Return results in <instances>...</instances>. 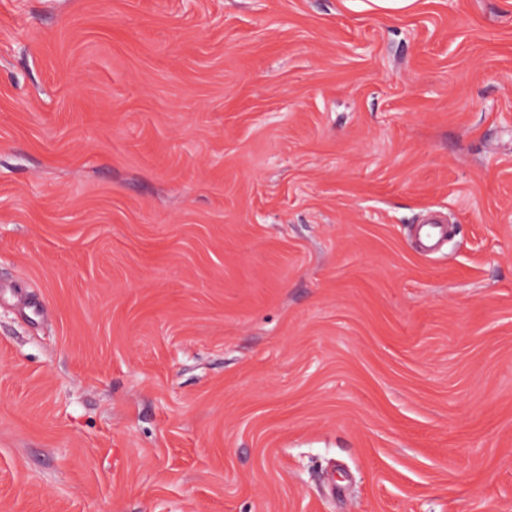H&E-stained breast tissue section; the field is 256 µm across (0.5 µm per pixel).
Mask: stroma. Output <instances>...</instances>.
Listing matches in <instances>:
<instances>
[{"label":"stroma","mask_w":512,"mask_h":512,"mask_svg":"<svg viewBox=\"0 0 512 512\" xmlns=\"http://www.w3.org/2000/svg\"><path fill=\"white\" fill-rule=\"evenodd\" d=\"M0 512H512V0H0Z\"/></svg>","instance_id":"obj_1"}]
</instances>
